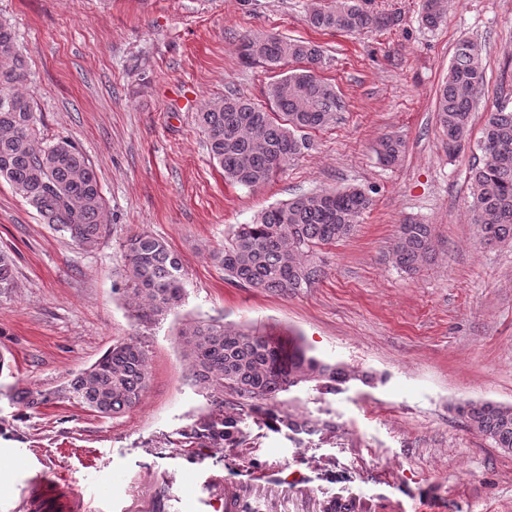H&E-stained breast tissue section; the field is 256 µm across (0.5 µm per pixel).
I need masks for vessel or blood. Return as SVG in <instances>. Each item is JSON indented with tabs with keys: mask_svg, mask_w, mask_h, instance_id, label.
<instances>
[{
	"mask_svg": "<svg viewBox=\"0 0 512 512\" xmlns=\"http://www.w3.org/2000/svg\"><path fill=\"white\" fill-rule=\"evenodd\" d=\"M156 479L168 489V506L164 512H240L242 508L239 498L225 486L223 472H207L198 494L192 497L175 493V470L161 471ZM38 505L49 512H116L112 509L111 495L76 491L56 471L46 468L30 472L16 509L32 512Z\"/></svg>",
	"mask_w": 512,
	"mask_h": 512,
	"instance_id": "vessel-or-blood-1",
	"label": "vessel or blood"
}]
</instances>
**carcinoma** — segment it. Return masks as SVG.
I'll return each instance as SVG.
<instances>
[{"label":"carcinoma","mask_w":512,"mask_h":512,"mask_svg":"<svg viewBox=\"0 0 512 512\" xmlns=\"http://www.w3.org/2000/svg\"><path fill=\"white\" fill-rule=\"evenodd\" d=\"M423 19L441 17V0H423ZM394 19L364 7V0H330L314 7L307 23L322 31L357 33L387 27ZM246 63L271 69L297 63L270 84L268 109L229 90L197 113L210 156L224 172V181L245 188L267 184L288 162L309 148L304 132L329 125L343 108L336 87L318 74L324 56L310 41L277 34L246 35L236 45ZM24 60L11 29L0 23V179L33 206L44 222L91 246L103 224L104 200L96 171L71 140L46 143L40 137L31 99L23 91ZM481 45L459 40L448 75L437 93V122L447 136L448 153L461 150L471 129L472 112L484 85ZM481 159L470 170L474 223L485 243L512 242V109L502 104L490 111L478 145ZM404 145L383 139L379 159L392 164ZM370 206L361 188L324 189L299 195L261 212L250 224L236 225L222 245H206L209 259L231 283L258 292L294 294L324 274L316 248L352 235ZM130 294L147 316L177 308L184 299V263L168 244L146 232L123 243ZM431 225H400L389 251L392 263L417 270L431 258ZM12 255L0 250V297L14 288ZM191 361V379L207 400L208 412L189 427V435L209 448L241 445L249 418L286 428L295 435L332 434L331 418L314 420L279 408L280 393L309 384L321 394L359 381L375 383L372 373H359L310 353L297 339L265 336L252 330L198 320L179 331ZM148 358L134 340L117 341L91 372L77 375L68 399L103 417H115L140 405L149 385ZM237 400L224 399V393ZM456 414L493 447L512 453V407L494 402H465Z\"/></svg>","instance_id":"1"}]
</instances>
